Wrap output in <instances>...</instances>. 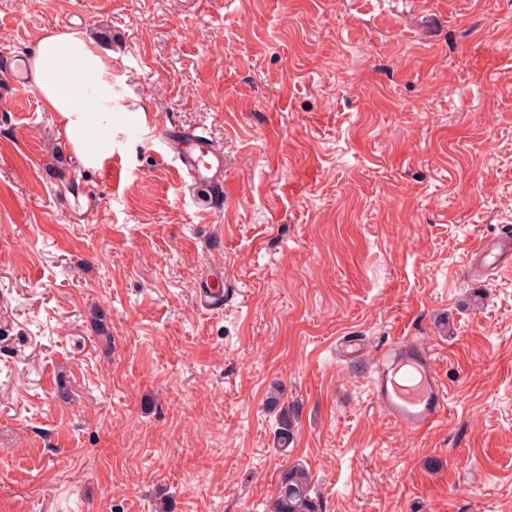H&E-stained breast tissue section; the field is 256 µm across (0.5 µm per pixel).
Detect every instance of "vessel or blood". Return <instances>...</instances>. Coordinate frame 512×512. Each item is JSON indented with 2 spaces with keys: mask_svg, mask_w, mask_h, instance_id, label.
I'll return each mask as SVG.
<instances>
[{
  "mask_svg": "<svg viewBox=\"0 0 512 512\" xmlns=\"http://www.w3.org/2000/svg\"><path fill=\"white\" fill-rule=\"evenodd\" d=\"M162 141L167 152L180 160L193 185L206 190L217 185L224 154L212 139L192 130L167 128ZM506 263H512V238L508 236L495 243H479L467 267L470 275L485 276ZM223 302L224 281L220 278L201 288L197 297L204 309L221 307ZM368 382L379 412L401 429L422 433L448 414V388L439 377L434 358L406 337L396 339L392 362L370 372Z\"/></svg>",
  "mask_w": 512,
  "mask_h": 512,
  "instance_id": "obj_1",
  "label": "vessel or blood"
}]
</instances>
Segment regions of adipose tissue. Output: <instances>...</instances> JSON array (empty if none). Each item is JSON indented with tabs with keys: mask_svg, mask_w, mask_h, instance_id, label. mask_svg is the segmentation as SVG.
Instances as JSON below:
<instances>
[{
	"mask_svg": "<svg viewBox=\"0 0 512 512\" xmlns=\"http://www.w3.org/2000/svg\"><path fill=\"white\" fill-rule=\"evenodd\" d=\"M24 66L44 108L60 115L81 162L101 166L112 154V112L120 104L107 59L83 33L51 31L37 42Z\"/></svg>",
	"mask_w": 512,
	"mask_h": 512,
	"instance_id": "obj_1",
	"label": "adipose tissue"
}]
</instances>
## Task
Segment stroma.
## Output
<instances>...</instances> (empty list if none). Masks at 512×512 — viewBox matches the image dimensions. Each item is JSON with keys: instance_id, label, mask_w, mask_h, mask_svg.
Returning <instances> with one entry per match:
<instances>
[{"instance_id": "35a3bbf8", "label": "stroma", "mask_w": 512, "mask_h": 512, "mask_svg": "<svg viewBox=\"0 0 512 512\" xmlns=\"http://www.w3.org/2000/svg\"><path fill=\"white\" fill-rule=\"evenodd\" d=\"M71 30L126 97L97 169L7 67ZM507 234L512 0H0V512H270L298 462L319 512H512V265L465 272ZM398 336L424 433L369 390ZM162 141L166 152L180 160L182 170L191 178L193 185L206 190L219 185L223 190L218 175L224 168V153L212 139L194 130L165 128ZM214 284L209 281L201 288L197 297V303L201 308H219L224 302V281L221 275L214 277ZM379 412L403 430L423 433L448 414L449 393L436 362L423 346L401 336L391 363L369 373Z\"/></svg>"}]
</instances>
